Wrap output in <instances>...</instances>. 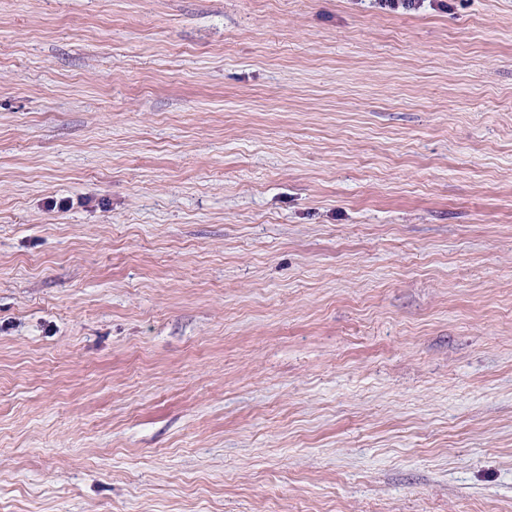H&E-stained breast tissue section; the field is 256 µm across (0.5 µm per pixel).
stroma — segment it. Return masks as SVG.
<instances>
[{
  "mask_svg": "<svg viewBox=\"0 0 512 512\" xmlns=\"http://www.w3.org/2000/svg\"><path fill=\"white\" fill-rule=\"evenodd\" d=\"M0 512H512V0H0Z\"/></svg>",
  "mask_w": 512,
  "mask_h": 512,
  "instance_id": "obj_1",
  "label": "stroma"
}]
</instances>
